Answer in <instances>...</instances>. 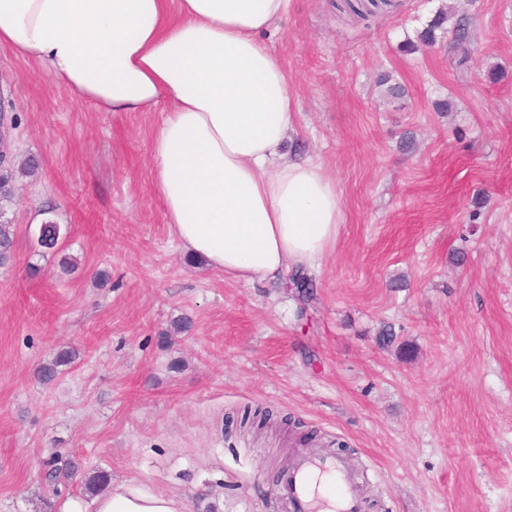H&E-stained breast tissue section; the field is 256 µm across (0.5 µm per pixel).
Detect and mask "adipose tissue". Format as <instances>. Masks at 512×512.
Wrapping results in <instances>:
<instances>
[{
  "label": "adipose tissue",
  "instance_id": "adipose-tissue-1",
  "mask_svg": "<svg viewBox=\"0 0 512 512\" xmlns=\"http://www.w3.org/2000/svg\"><path fill=\"white\" fill-rule=\"evenodd\" d=\"M293 0H0V48L103 112H154L163 219L213 270L277 282L314 267L342 222L336 184L288 158V74L264 40ZM121 484L64 512H185Z\"/></svg>",
  "mask_w": 512,
  "mask_h": 512
}]
</instances>
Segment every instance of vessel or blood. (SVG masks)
I'll use <instances>...</instances> for the list:
<instances>
[{"label": "vessel or blood", "instance_id": "obj_1", "mask_svg": "<svg viewBox=\"0 0 512 512\" xmlns=\"http://www.w3.org/2000/svg\"><path fill=\"white\" fill-rule=\"evenodd\" d=\"M283 495L298 512H360L346 459L307 448L298 451Z\"/></svg>", "mask_w": 512, "mask_h": 512}]
</instances>
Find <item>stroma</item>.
<instances>
[{"label":"stroma","mask_w":512,"mask_h":512,"mask_svg":"<svg viewBox=\"0 0 512 512\" xmlns=\"http://www.w3.org/2000/svg\"><path fill=\"white\" fill-rule=\"evenodd\" d=\"M339 2L293 0L266 38L296 112L285 151L342 199L305 304L179 246L153 173L159 113L98 111L0 48L10 150L40 163L7 206L0 512L91 501L97 469L186 512H292L277 471L300 448L343 451L364 512H512V0H468L463 71L446 33L402 49L447 0H353L365 19ZM38 214L68 227L59 251L40 252ZM385 324L397 345H379ZM68 347L76 361L40 383ZM249 407L271 428L241 427ZM5 214L0 206V267L11 260L16 248L15 224L5 218Z\"/></svg>","instance_id":"stroma-1"}]
</instances>
